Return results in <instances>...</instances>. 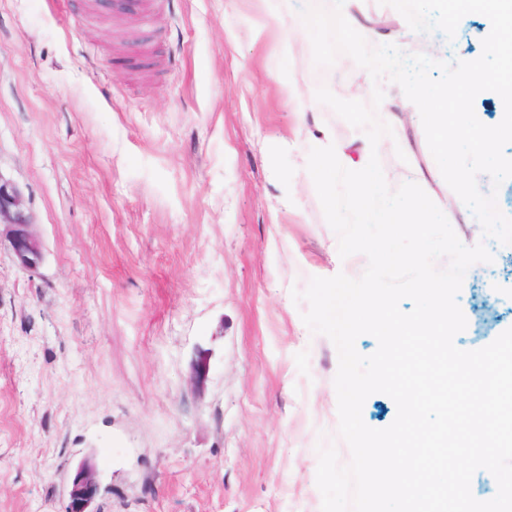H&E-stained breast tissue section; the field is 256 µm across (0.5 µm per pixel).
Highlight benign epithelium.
<instances>
[{"mask_svg": "<svg viewBox=\"0 0 512 512\" xmlns=\"http://www.w3.org/2000/svg\"><path fill=\"white\" fill-rule=\"evenodd\" d=\"M7 237L17 264L26 270L37 269L43 260V245L34 231L21 190L0 176V235ZM100 492L95 467L81 463L70 477L66 512H92Z\"/></svg>", "mask_w": 512, "mask_h": 512, "instance_id": "benign-epithelium-1", "label": "benign epithelium"}]
</instances>
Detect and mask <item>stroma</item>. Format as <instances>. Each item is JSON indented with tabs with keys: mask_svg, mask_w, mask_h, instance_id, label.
<instances>
[{
	"mask_svg": "<svg viewBox=\"0 0 512 512\" xmlns=\"http://www.w3.org/2000/svg\"><path fill=\"white\" fill-rule=\"evenodd\" d=\"M305 2L167 0L148 25L81 0H0V176L44 244L34 271L0 248V512H65L87 457L93 512H321L319 448L351 460L338 353L292 293L359 278L364 261L340 257L307 161L367 136L315 92H372L348 55L315 65ZM354 12L370 45L448 62L479 58L491 29L470 13L450 42L378 0ZM145 46L159 67H129ZM380 85L389 187L446 207L417 107ZM452 228L493 255L457 295L454 343L475 350L512 328V251L470 209Z\"/></svg>",
	"mask_w": 512,
	"mask_h": 512,
	"instance_id": "1",
	"label": "stroma"
}]
</instances>
